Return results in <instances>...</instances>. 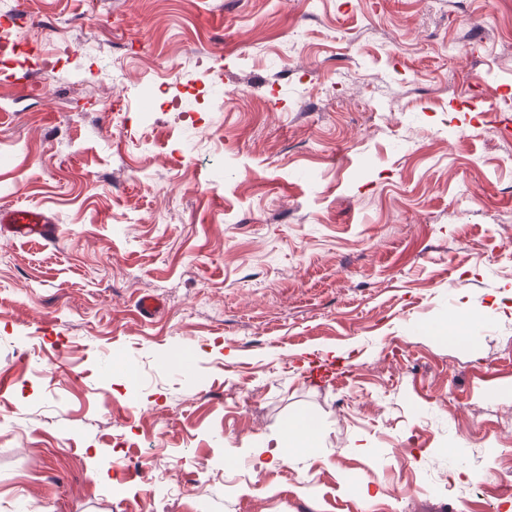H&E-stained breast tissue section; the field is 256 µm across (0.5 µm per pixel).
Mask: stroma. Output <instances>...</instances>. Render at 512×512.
Here are the masks:
<instances>
[{"instance_id": "stroma-1", "label": "stroma", "mask_w": 512, "mask_h": 512, "mask_svg": "<svg viewBox=\"0 0 512 512\" xmlns=\"http://www.w3.org/2000/svg\"><path fill=\"white\" fill-rule=\"evenodd\" d=\"M22 37L0 206L58 237L0 236V512H512L470 479L512 470V0H33ZM0 230L17 239H39L52 243L57 238L51 217L40 208L10 206L0 208ZM319 429L314 418H303L287 422L277 448L306 449L313 447Z\"/></svg>"}]
</instances>
